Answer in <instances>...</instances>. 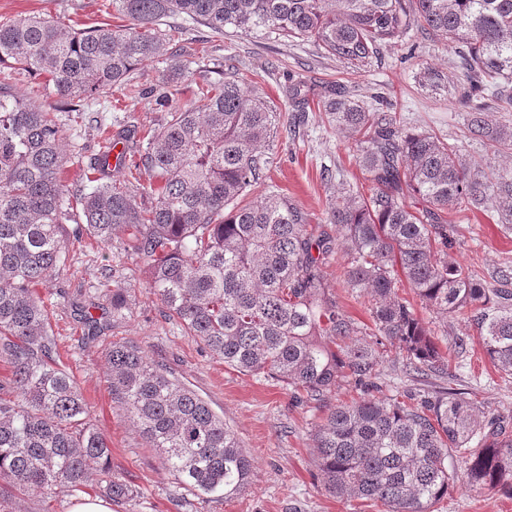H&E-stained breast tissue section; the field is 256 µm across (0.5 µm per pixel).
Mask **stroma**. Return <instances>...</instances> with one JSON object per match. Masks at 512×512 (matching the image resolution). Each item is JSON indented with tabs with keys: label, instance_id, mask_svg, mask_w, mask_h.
Returning <instances> with one entry per match:
<instances>
[{
	"label": "stroma",
	"instance_id": "obj_1",
	"mask_svg": "<svg viewBox=\"0 0 512 512\" xmlns=\"http://www.w3.org/2000/svg\"><path fill=\"white\" fill-rule=\"evenodd\" d=\"M40 14L60 19L74 30L126 25L115 9L102 8L100 0H0V17L15 18ZM183 42L190 48L187 71L180 82L181 101H188L196 83L201 82L197 52L206 49L209 58H234L242 73L257 81L283 111H290L288 87L298 80L310 87L312 102L296 121L293 133L277 138L268 152L265 180L256 195L279 193L305 211L310 223L326 221V199L333 188L345 187L368 192L357 163L356 148L339 133L319 109L327 83L345 88L352 99L371 104L384 99L405 128L427 131L460 146L466 158H480L485 149L480 140L465 132V118L475 107L466 99L463 87L432 90L422 87L423 68L454 71L455 55L443 41L411 27L398 45L381 46L362 70L349 72L345 64L327 56L314 43L287 40L270 30L240 33L225 29L215 36L205 26L184 20ZM94 112L121 131L128 118L139 126H158L164 114L150 96L124 97L122 89L111 99L94 105ZM68 143L79 145L65 168L70 191L83 187V173L90 155L97 152V137L89 126L65 122ZM332 170L333 183L323 181V170ZM456 244L449 250L451 260L477 266L488 287H497L503 270L512 268V235L503 234L495 217L464 211L452 213ZM67 261L36 293L49 315L60 364L79 384L93 423L105 435L112 449L111 473L133 490L131 500L111 503L112 512H378L356 499H342L325 491L316 465L312 434L324 412L305 396L294 394L279 380L249 374L228 366L223 359L204 349L179 322L169 319L161 302L147 288V272L141 259L127 254L122 242L101 245L85 238L66 244ZM112 266L128 286V304L98 335H88L77 310L89 298L104 301L100 285L102 270ZM420 318L439 332V345L447 353L454 388L476 400L486 417L512 422V378L501 376L480 357L473 326L452 315L436 318L423 309ZM470 336L465 353L455 351L458 336ZM130 341L152 360L164 365L179 382L204 398L237 436L252 461L247 489L231 499L202 500L187 492L166 469L157 449L146 447L132 426L125 409L112 400L106 368V353L112 343ZM401 354L387 347L377 369V382L384 395L427 392L431 383L416 382L401 370ZM101 473L93 471L79 492L48 493L29 490L8 501L11 512H71L83 499L98 498ZM182 508H175V500ZM439 512H512V497L497 491L479 493L463 486L451 488L440 503Z\"/></svg>",
	"mask_w": 512,
	"mask_h": 512
}]
</instances>
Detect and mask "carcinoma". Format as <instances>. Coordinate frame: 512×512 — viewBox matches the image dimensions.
I'll use <instances>...</instances> for the list:
<instances>
[{
  "label": "carcinoma",
  "mask_w": 512,
  "mask_h": 512,
  "mask_svg": "<svg viewBox=\"0 0 512 512\" xmlns=\"http://www.w3.org/2000/svg\"><path fill=\"white\" fill-rule=\"evenodd\" d=\"M130 24L69 31L28 16L0 20V65L46 76L67 110L98 133L87 185L70 194L69 161L58 114L13 94L0 82V359L12 367L0 386V507L10 493L37 488L80 490L92 466L108 470L111 448L89 420L78 384L59 367L48 314L35 288L65 264V240H122L144 259L148 285L172 318L212 354L243 372L267 374L326 409L313 433L325 490L379 502L384 512H435L450 487L512 496V430L484 421L476 402L452 387L412 400L372 396L330 404L343 383L376 386L380 349L396 346L415 380L451 381L434 333L398 293L440 317L459 314L479 330L488 360L512 378V289L489 288L478 271L448 259V214H494L512 234V127L489 119L484 105L467 119L470 136L490 157L464 158L459 147L409 130L388 112L336 95L323 108L355 141L368 196H333L327 222L308 223L287 197L251 200L267 165L265 150L284 115L234 66L203 75L188 104L178 100L186 71L184 16L216 35L271 29L310 40L357 71L379 46L398 43L411 25L429 30L461 60L459 79L489 101L507 100L512 85V0H109ZM163 59L152 85L140 66ZM119 86L129 97L151 94L164 122L135 141L131 180L108 179L116 139L86 99ZM309 89L299 81L288 98L300 107ZM156 179V188L141 183ZM151 197L148 205L137 194ZM75 203H70V200ZM349 258L331 284L325 268L335 250ZM112 314L126 307L127 286L106 272ZM370 296L372 326L340 311L334 288ZM112 401L123 406L150 448L191 494L229 499L249 484L251 462L209 404L136 344L107 354ZM456 457L460 467L448 464ZM109 500L132 496L107 477Z\"/></svg>",
  "instance_id": "cac0c4a2"
}]
</instances>
